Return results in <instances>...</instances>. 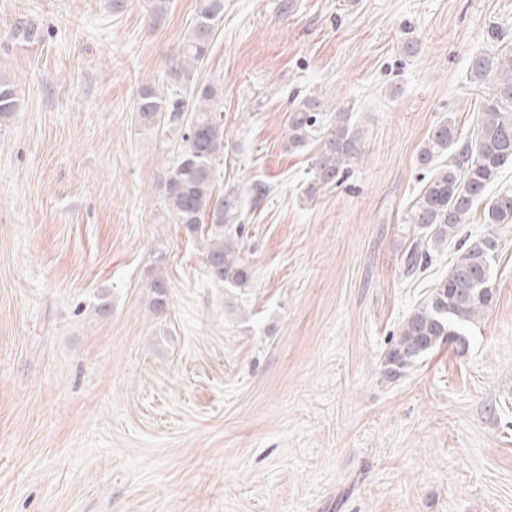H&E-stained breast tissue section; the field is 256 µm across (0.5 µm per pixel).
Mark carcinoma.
<instances>
[{
    "label": "carcinoma",
    "instance_id": "obj_1",
    "mask_svg": "<svg viewBox=\"0 0 512 512\" xmlns=\"http://www.w3.org/2000/svg\"><path fill=\"white\" fill-rule=\"evenodd\" d=\"M223 17L224 0H202L173 62L172 73L191 83V99H168L145 86L134 110L142 130L152 132L165 122L181 134L177 158L163 182L164 200L175 223L190 234L202 232L210 278L229 288H249L254 270L245 254L241 197L234 188L215 190V170L224 158V128L218 117L223 91L216 83L194 82ZM468 69L470 80L491 86L492 93L482 102L472 136L460 139L455 124L444 119L423 142L418 164L429 178L406 215V223L418 229L405 258L410 273L431 253L448 247L479 204L484 205V223L512 224V186L501 183L503 172L512 168V51L475 56ZM17 108L15 86L1 73L0 120ZM315 142L324 147L311 163L310 194L351 172L361 158L363 131L351 122L349 109L330 112L320 99L305 96L288 111L285 147L293 153ZM495 248V236L488 234L459 249L448 274L403 320L383 362L388 378H399L443 344L465 343L467 328L492 301ZM150 288V308L159 312L168 304L167 286L156 277Z\"/></svg>",
    "mask_w": 512,
    "mask_h": 512
}]
</instances>
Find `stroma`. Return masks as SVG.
I'll return each instance as SVG.
<instances>
[{"instance_id": "1", "label": "stroma", "mask_w": 512, "mask_h": 512, "mask_svg": "<svg viewBox=\"0 0 512 512\" xmlns=\"http://www.w3.org/2000/svg\"><path fill=\"white\" fill-rule=\"evenodd\" d=\"M200 3L154 20L147 0H0L18 97L0 122V512H512V224L475 207L410 276L403 221L429 130L479 122L468 63L512 49V0H224L199 77L223 90L216 189L242 195L245 290L209 278L165 206L176 130L133 120L141 87L190 96L171 63ZM297 93L364 131L312 196L318 145L284 146ZM255 181L273 187L257 206ZM490 233L466 348L386 378L407 314Z\"/></svg>"}]
</instances>
